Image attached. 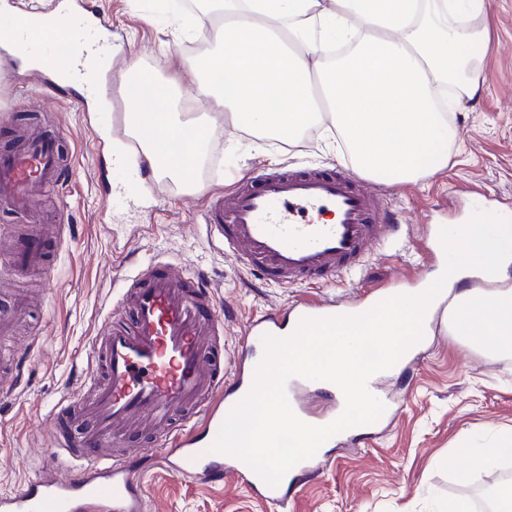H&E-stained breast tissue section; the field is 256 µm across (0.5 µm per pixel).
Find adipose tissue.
<instances>
[{
	"label": "adipose tissue",
	"instance_id": "obj_1",
	"mask_svg": "<svg viewBox=\"0 0 512 512\" xmlns=\"http://www.w3.org/2000/svg\"><path fill=\"white\" fill-rule=\"evenodd\" d=\"M485 0H224L214 52L185 62L186 80L252 135L295 145L329 121L368 179L415 182L448 164V113L483 85L474 60L490 44ZM127 113L130 136L157 174L185 186L209 142L207 124L151 86ZM457 335L512 348V290L487 303L457 294Z\"/></svg>",
	"mask_w": 512,
	"mask_h": 512
}]
</instances>
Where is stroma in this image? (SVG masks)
Segmentation results:
<instances>
[{
  "label": "stroma",
  "instance_id": "obj_1",
  "mask_svg": "<svg viewBox=\"0 0 512 512\" xmlns=\"http://www.w3.org/2000/svg\"><path fill=\"white\" fill-rule=\"evenodd\" d=\"M156 0H93L111 35L108 76L119 80L136 67L153 82L174 84L194 117L211 128L209 149L184 190L172 179L145 176L112 164L124 125L106 124L104 109L54 83L46 69L10 68L0 59V151L14 147L19 130L58 138L71 176L34 189L22 215L0 206V312L12 305L11 288L29 289L32 302L20 315L14 355L17 378L0 397V494L24 478L47 475L50 440L45 422L54 405L76 394V375L104 316L112 309L121 275L158 257L176 258L185 273L203 275L224 311V358H232L256 313L297 300L338 302L365 296L370 287L411 282L438 265L428 256L431 224L469 220L474 209L512 219V0H487L492 40L476 63L485 80L478 101L453 112L457 138L448 165L414 183L390 186L389 208L402 230L393 244L375 248L357 276L318 288H280L243 267L207 239L202 215L255 168L305 169L346 165L324 148L319 134L298 146L265 142L257 152L230 116L214 113L183 66L213 49L201 32L182 33ZM132 190V206L110 213L105 202L115 184ZM38 226L62 233V248H48V274L15 276L8 258L21 231ZM382 392L396 401L392 419L367 434L327 449L320 473L298 477L286 506L259 499L234 478L195 485L158 473L146 482V512H440L448 501L476 512L477 499L501 481L512 483L503 451L512 448V356L464 345L435 331L409 370L381 377Z\"/></svg>",
  "mask_w": 512,
  "mask_h": 512
}]
</instances>
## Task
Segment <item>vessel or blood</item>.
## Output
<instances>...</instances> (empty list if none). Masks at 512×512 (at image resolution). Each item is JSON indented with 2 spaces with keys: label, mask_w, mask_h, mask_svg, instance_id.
I'll use <instances>...</instances> for the list:
<instances>
[{
  "label": "vessel or blood",
  "mask_w": 512,
  "mask_h": 512,
  "mask_svg": "<svg viewBox=\"0 0 512 512\" xmlns=\"http://www.w3.org/2000/svg\"><path fill=\"white\" fill-rule=\"evenodd\" d=\"M101 52L91 38L79 54L69 42H54L52 55L66 71ZM65 172L55 142L23 140L0 152V203L24 206L34 185L60 181ZM203 228L217 249L260 269L269 283L289 286H315L361 270L371 250L398 231L383 193L351 169L259 173L210 205ZM42 255L41 241L29 237L13 263L33 267ZM175 267L167 258L123 277L86 353L84 396L64 397L47 419L63 476L20 483L0 495V512H144L145 479L157 469L201 485L221 483L229 472L261 499L287 503V481L268 486L241 459L212 448L223 421L254 385L257 347L267 334L291 336L303 319L359 315L396 292L373 288L347 309L299 301L265 313L247 328L243 357L226 369L211 358L224 338L214 293ZM325 389V381L295 377L285 391L296 415L320 426L342 407L333 394L323 410L308 405V395ZM137 432L152 436L153 447H130Z\"/></svg>",
  "instance_id": "b4317fda"
}]
</instances>
